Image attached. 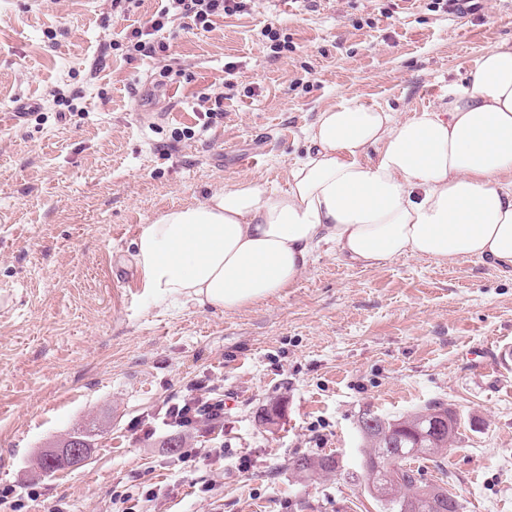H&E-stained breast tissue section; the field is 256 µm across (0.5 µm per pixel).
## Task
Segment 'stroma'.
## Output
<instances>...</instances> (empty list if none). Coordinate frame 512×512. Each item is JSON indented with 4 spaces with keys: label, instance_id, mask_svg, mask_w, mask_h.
Listing matches in <instances>:
<instances>
[{
    "label": "stroma",
    "instance_id": "stroma-1",
    "mask_svg": "<svg viewBox=\"0 0 512 512\" xmlns=\"http://www.w3.org/2000/svg\"><path fill=\"white\" fill-rule=\"evenodd\" d=\"M158 3L0 0V483L38 482L73 512H109L132 472L173 485L161 512H381L363 486L301 480L292 459L333 454L354 471L364 410L440 400L459 435L421 461L425 481L461 512H512L511 274L476 257L363 268L330 242L293 286L219 312L153 302L134 259L142 226L172 205L285 186L320 110L354 98L408 117L437 103L512 40V0L463 14L436 0H256L206 32L175 20L168 54L113 49ZM270 22L287 52L262 36ZM213 107L222 119L202 127ZM260 140L263 156L235 165ZM199 380L223 398L224 427L184 437L224 459L181 474L161 466L170 432L131 426ZM76 430L87 459L44 476L38 458Z\"/></svg>",
    "mask_w": 512,
    "mask_h": 512
}]
</instances>
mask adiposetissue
I'll return each mask as SVG.
<instances>
[{"label":"adipose tissue","instance_id":"1","mask_svg":"<svg viewBox=\"0 0 512 512\" xmlns=\"http://www.w3.org/2000/svg\"><path fill=\"white\" fill-rule=\"evenodd\" d=\"M307 139L285 187L220 186L144 225L136 260L155 300L242 308L292 286L324 242L363 267L416 256L512 269V42L412 117L346 99Z\"/></svg>","mask_w":512,"mask_h":512}]
</instances>
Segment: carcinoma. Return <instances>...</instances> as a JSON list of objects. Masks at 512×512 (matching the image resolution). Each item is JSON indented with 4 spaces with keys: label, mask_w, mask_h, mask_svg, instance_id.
<instances>
[{
    "label": "carcinoma",
    "mask_w": 512,
    "mask_h": 512,
    "mask_svg": "<svg viewBox=\"0 0 512 512\" xmlns=\"http://www.w3.org/2000/svg\"><path fill=\"white\" fill-rule=\"evenodd\" d=\"M458 416L448 404L434 401L423 409L399 418L388 417L374 436L364 439L358 474L337 468V459L302 456L292 460V470L302 479L319 474H333L342 479H357L380 503L382 512H441L456 500L443 487L427 483L420 471L407 466V461L442 456L457 438ZM395 454L392 468L375 466L374 459Z\"/></svg>",
    "instance_id": "1"
}]
</instances>
